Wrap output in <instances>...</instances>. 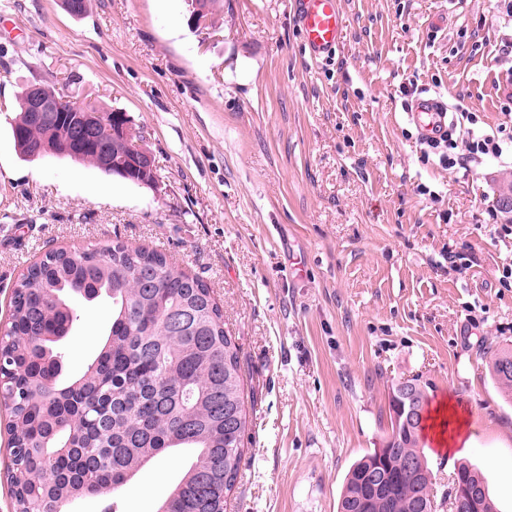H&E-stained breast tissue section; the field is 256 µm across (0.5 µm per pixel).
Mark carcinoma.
Returning <instances> with one entry per match:
<instances>
[{
    "label": "carcinoma",
    "mask_w": 512,
    "mask_h": 512,
    "mask_svg": "<svg viewBox=\"0 0 512 512\" xmlns=\"http://www.w3.org/2000/svg\"><path fill=\"white\" fill-rule=\"evenodd\" d=\"M57 113L69 135L47 154L96 165L97 150L124 143L73 130L78 113ZM12 126L19 153L44 131L22 109ZM111 301L107 338L86 368L59 382L60 342L79 315L74 300ZM492 373L512 392V351L494 354ZM424 412L429 384L406 380ZM0 396L11 408L10 449L21 466L11 475L14 512H63L97 498L117 512V493L146 465L179 448L194 460L156 512H224L240 479L247 416L235 338L208 284L175 268L157 249L117 240L107 247L60 248L31 265L13 290L0 336ZM408 403L391 393V433L350 468L338 512H433L431 470L421 448L423 416L403 422ZM381 486L372 488L370 475ZM455 479L481 486L466 512H495L485 475L462 464Z\"/></svg>",
    "instance_id": "cac0c4a2"
}]
</instances>
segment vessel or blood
Instances as JSON below:
<instances>
[{"mask_svg": "<svg viewBox=\"0 0 512 512\" xmlns=\"http://www.w3.org/2000/svg\"><path fill=\"white\" fill-rule=\"evenodd\" d=\"M294 17L313 59H328L343 37L341 0H293ZM406 112L423 138H437L448 129V104L441 98L420 97Z\"/></svg>", "mask_w": 512, "mask_h": 512, "instance_id": "vessel-or-blood-1", "label": "vessel or blood"}]
</instances>
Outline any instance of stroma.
Here are the masks:
<instances>
[{
	"label": "stroma",
	"mask_w": 512,
	"mask_h": 512,
	"mask_svg": "<svg viewBox=\"0 0 512 512\" xmlns=\"http://www.w3.org/2000/svg\"><path fill=\"white\" fill-rule=\"evenodd\" d=\"M341 3L342 45L318 62L291 0H224L203 27L188 0H88L80 16L63 0H0V327L50 250H161L211 286L240 348L248 431L224 512H337L351 465L391 431L392 383L414 377L470 419V447L425 450L437 512L463 463L512 512V401L489 370L512 349V238L496 210L512 143L447 168L423 157L403 94L415 83L497 129L512 18L493 0ZM32 84L125 112L155 182L22 157L12 124ZM76 305L69 378L111 317L108 299ZM186 464L143 469L123 512H154Z\"/></svg>",
	"instance_id": "35a3bbf8"
}]
</instances>
